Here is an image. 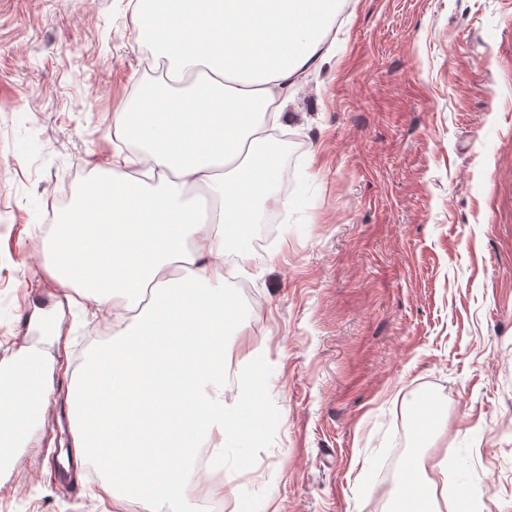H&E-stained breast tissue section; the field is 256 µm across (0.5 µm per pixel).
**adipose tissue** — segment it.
Here are the masks:
<instances>
[{
    "label": "adipose tissue",
    "mask_w": 512,
    "mask_h": 512,
    "mask_svg": "<svg viewBox=\"0 0 512 512\" xmlns=\"http://www.w3.org/2000/svg\"><path fill=\"white\" fill-rule=\"evenodd\" d=\"M336 0H137L136 39L169 79L113 119L111 176L97 179L42 245L45 267L112 316L68 399L75 459L99 489L170 512L199 473L198 449L261 433L255 378L229 392L225 338L239 320L229 253L246 256L260 212L287 209L269 128L287 127L300 76L327 59ZM149 310L137 312L144 292ZM61 332L22 348L0 378V443L24 438L51 404ZM448 465L412 449L394 512H440Z\"/></svg>",
    "instance_id": "obj_1"
}]
</instances>
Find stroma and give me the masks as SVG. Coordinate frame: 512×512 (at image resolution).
Segmentation results:
<instances>
[{
    "label": "stroma",
    "mask_w": 512,
    "mask_h": 512,
    "mask_svg": "<svg viewBox=\"0 0 512 512\" xmlns=\"http://www.w3.org/2000/svg\"><path fill=\"white\" fill-rule=\"evenodd\" d=\"M131 0H0V366L49 307L70 344L0 512H113L75 467L64 405L100 323L41 266L50 217L124 144L161 78ZM329 62L289 103L298 186L227 338L263 353L261 435L219 469L253 512H390L410 449L448 460L463 512H512V0H340ZM433 395L438 434L401 439Z\"/></svg>",
    "instance_id": "35a3bbf8"
}]
</instances>
